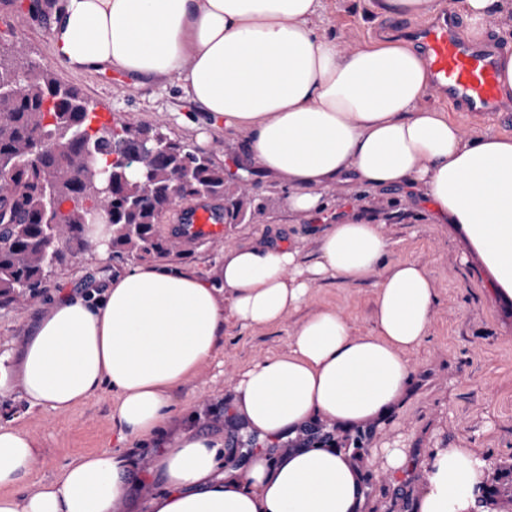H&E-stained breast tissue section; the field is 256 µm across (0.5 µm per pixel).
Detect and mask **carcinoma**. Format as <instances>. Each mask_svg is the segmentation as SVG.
<instances>
[{
    "mask_svg": "<svg viewBox=\"0 0 512 512\" xmlns=\"http://www.w3.org/2000/svg\"><path fill=\"white\" fill-rule=\"evenodd\" d=\"M21 59L19 46L0 52V305L40 298L48 273L65 262L67 252L91 246L86 230L92 205L112 216L111 248L141 258L183 252L187 241L162 236L157 223L178 200L216 198L224 201L225 213H243L241 185L255 172L229 178L208 156L169 137L156 153L141 154L133 173L110 164L111 181L105 183L97 160L106 162L117 148L131 147L139 137L153 140L159 131L102 123L94 158H88L74 133L91 130L95 115L76 90L61 85L51 65H25ZM15 84L16 94L9 92ZM47 140L64 150L47 149ZM46 184L56 198L54 210L42 194ZM314 444L336 447L330 435L308 427L299 445ZM494 470L485 504L494 512H512V466Z\"/></svg>",
    "mask_w": 512,
    "mask_h": 512,
    "instance_id": "cac0c4a2",
    "label": "carcinoma"
}]
</instances>
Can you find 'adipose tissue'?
Listing matches in <instances>:
<instances>
[{"mask_svg": "<svg viewBox=\"0 0 512 512\" xmlns=\"http://www.w3.org/2000/svg\"><path fill=\"white\" fill-rule=\"evenodd\" d=\"M467 34L512 16V0H462ZM325 0H56V57L76 70L112 69L177 84L195 107L248 136L255 162L287 185L288 208L312 215L331 184L406 186L459 225L512 300V135L464 134L424 106L425 62L400 42L343 54L320 27ZM307 259L297 243L250 242L224 252L214 280L137 266L92 298L61 294L30 329L21 358L0 355V395L69 412L109 390L118 439H156L173 395L209 364L224 325L262 331L305 302L316 283L366 279L390 248L380 225L332 224ZM435 277L416 260L391 266L376 290L374 331L356 336L322 307L287 351L247 366L234 408L261 436L298 431L314 415L345 425L394 405L412 373L407 353L426 340ZM39 456L24 429L0 424V512H358L361 474L333 448L255 453L227 468L224 443L184 433L152 465L163 490L134 500V463L122 451L81 454L32 492ZM489 462L443 448L430 462L417 512H486Z\"/></svg>", "mask_w": 512, "mask_h": 512, "instance_id": "obj_1", "label": "adipose tissue"}]
</instances>
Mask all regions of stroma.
<instances>
[{
	"mask_svg": "<svg viewBox=\"0 0 512 512\" xmlns=\"http://www.w3.org/2000/svg\"><path fill=\"white\" fill-rule=\"evenodd\" d=\"M54 0H39L30 17V0H0V49L21 46L30 64L51 65L63 84L86 98L100 121L120 120L162 129L174 140L199 145L201 152L231 173L255 170L245 135L212 126L195 112L174 84L138 81L104 71H75L54 54L50 13ZM372 0H328L323 25L350 52L373 40L389 41L393 26L408 27L410 17L376 12ZM325 207L300 217L288 210V190L257 173L248 191L247 217L223 224L214 237H201L188 254L151 255L142 259L89 248L57 266L46 281L43 298L0 306V353L18 354L33 319L48 310L60 292L87 296L102 291L112 279L145 263L184 270L211 279L226 248L264 236L275 241L311 238L315 229L341 219L356 218L381 225L392 247L373 274L353 284L314 285L310 300L289 311L276 327L224 333L215 359L191 376L174 394V424L161 432L162 443H173L179 427L224 439V459L240 464L250 456L239 438L246 427L232 410V382L248 364L284 352L294 329L322 304L336 308L352 332L374 330L376 287L391 264L409 257L435 274L437 298L424 344L409 353L410 382L403 399L370 423L369 445L399 444L408 462L395 476L369 468V493L361 512H414L423 488L424 470L442 448L474 449L494 464H512V301L499 300L480 256L471 249L459 226L441 220L421 193L405 188L352 186L344 193L329 187ZM115 399L105 391L74 411L28 410L19 395L0 396V422L26 429L40 444V454L26 490L51 478L72 457L116 446L112 413Z\"/></svg>",
	"mask_w": 512,
	"mask_h": 512,
	"instance_id": "35a3bbf8",
	"label": "stroma"
}]
</instances>
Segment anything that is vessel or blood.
Masks as SVG:
<instances>
[{
  "mask_svg": "<svg viewBox=\"0 0 512 512\" xmlns=\"http://www.w3.org/2000/svg\"><path fill=\"white\" fill-rule=\"evenodd\" d=\"M459 27V16L446 9L402 31L426 62L428 92L458 112L489 115L508 111L512 107L504 101L498 83L500 48L461 37ZM181 220L207 234L213 230L215 216L209 208L190 207Z\"/></svg>",
  "mask_w": 512,
  "mask_h": 512,
  "instance_id": "vessel-or-blood-1",
  "label": "vessel or blood"
}]
</instances>
